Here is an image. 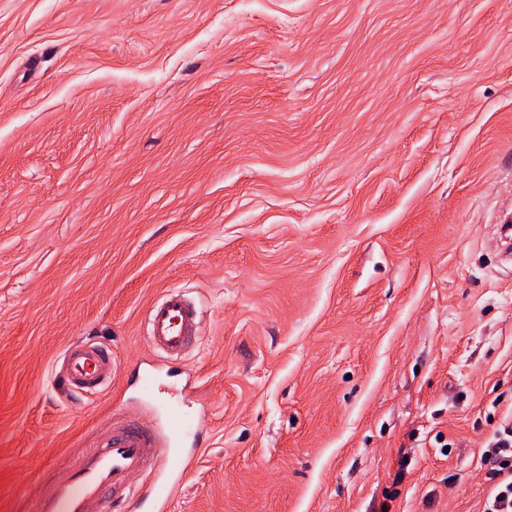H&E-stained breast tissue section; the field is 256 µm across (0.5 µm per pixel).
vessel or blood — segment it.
<instances>
[{"label":"vessel or blood","instance_id":"vessel-or-blood-1","mask_svg":"<svg viewBox=\"0 0 512 512\" xmlns=\"http://www.w3.org/2000/svg\"><path fill=\"white\" fill-rule=\"evenodd\" d=\"M199 309L182 291L167 290L148 313L146 334L157 352L176 357L195 340ZM64 384L75 391L101 393L114 378L112 356L92 343L66 349ZM196 465L194 451L173 452L162 430L134 423L105 431L97 448L67 471L32 504V512H104L106 497L140 499L149 512H170L185 473ZM152 474L148 491L133 478Z\"/></svg>","mask_w":512,"mask_h":512}]
</instances>
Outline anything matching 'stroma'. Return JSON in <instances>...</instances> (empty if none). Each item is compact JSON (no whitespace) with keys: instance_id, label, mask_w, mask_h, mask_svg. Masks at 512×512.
Segmentation results:
<instances>
[{"instance_id":"stroma-1","label":"stroma","mask_w":512,"mask_h":512,"mask_svg":"<svg viewBox=\"0 0 512 512\" xmlns=\"http://www.w3.org/2000/svg\"><path fill=\"white\" fill-rule=\"evenodd\" d=\"M504 224L512 0H0V512L169 405L173 512H483ZM80 341L108 391L58 379ZM199 316L195 302L182 291L167 290L149 309L146 322L149 345L167 357H178L195 340Z\"/></svg>"}]
</instances>
